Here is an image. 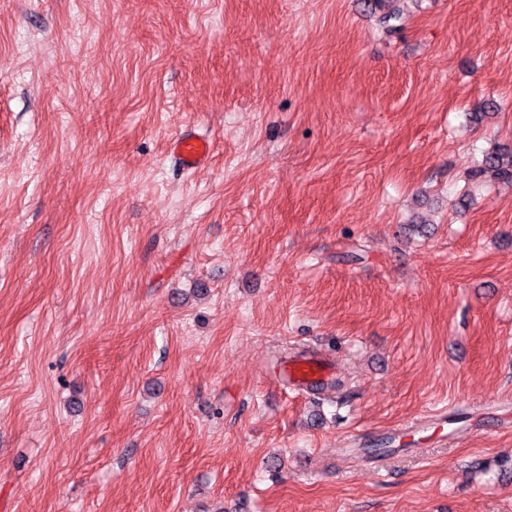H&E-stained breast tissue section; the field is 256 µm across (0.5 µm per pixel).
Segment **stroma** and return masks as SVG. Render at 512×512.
<instances>
[{"label":"stroma","mask_w":512,"mask_h":512,"mask_svg":"<svg viewBox=\"0 0 512 512\" xmlns=\"http://www.w3.org/2000/svg\"><path fill=\"white\" fill-rule=\"evenodd\" d=\"M399 5L0 0V512H512V0ZM211 150L210 140L196 135L177 136L170 144L171 154L177 156L186 170L196 169L205 164ZM472 180H512V149L507 153H492L483 157L470 175ZM281 382L297 394H309L324 389L329 381L328 366L313 356H301L279 365Z\"/></svg>","instance_id":"stroma-1"}]
</instances>
